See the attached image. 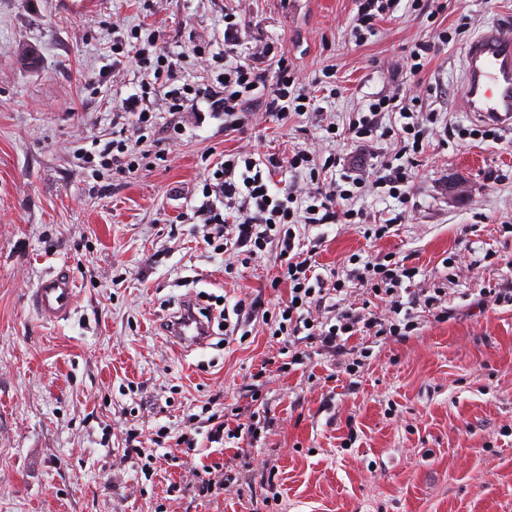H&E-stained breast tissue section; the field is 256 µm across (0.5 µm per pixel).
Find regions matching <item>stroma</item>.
Masks as SVG:
<instances>
[{"mask_svg":"<svg viewBox=\"0 0 512 512\" xmlns=\"http://www.w3.org/2000/svg\"><path fill=\"white\" fill-rule=\"evenodd\" d=\"M400 0L362 45L348 39L356 0H97L91 13L59 0H0V512H269L267 477L280 512H512V308L478 305L473 289L512 282V133L483 140L429 136L414 168L411 205L377 189L348 200L369 219L392 222L388 237L361 224L298 225L302 243L319 242L321 274L349 269L351 255L386 253L417 270L428 287L451 260L446 322L414 315L406 336H357L342 354L308 349L286 365L287 337L261 318L244 339L180 350L158 329L177 299L193 293L248 297L271 307L287 287L271 288L276 245L249 266L203 240L192 216L211 158L244 151L261 159L293 150L317 161L330 182L348 174L373 180L400 148L334 137L325 121L349 113L402 83L440 123L474 128L456 109L461 59L487 24L512 23V0H449L438 19ZM249 21L251 39L284 52L315 92L317 112L268 116L263 100L247 126L225 133L208 110L162 114L182 136L167 160L136 172L93 170L78 150L100 151L113 134L133 135L119 100L142 91L144 65L117 59L113 45L147 46L166 32L176 85L216 80L222 65L199 64L195 45L224 50V11ZM449 30L420 74L405 60L418 40ZM459 192H449V185ZM496 252L494 260L485 255ZM74 277L77 304L61 320L38 315L29 294L50 268ZM234 275H226V268ZM276 360L266 378L253 374ZM254 413L230 427L258 429L257 443H223L233 458L223 491L198 497L169 492L191 480L199 457L157 459L146 480L123 461L124 433L136 426L195 433L205 446V404L250 401Z\"/></svg>","mask_w":512,"mask_h":512,"instance_id":"stroma-1","label":"stroma"}]
</instances>
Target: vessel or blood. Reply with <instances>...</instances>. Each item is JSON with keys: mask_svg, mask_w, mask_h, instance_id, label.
Masks as SVG:
<instances>
[{"mask_svg": "<svg viewBox=\"0 0 512 512\" xmlns=\"http://www.w3.org/2000/svg\"><path fill=\"white\" fill-rule=\"evenodd\" d=\"M461 71L458 111L470 113L477 123L512 133V23H491L470 40ZM32 297L41 316L65 317L76 305L75 282L66 269L52 270ZM167 323L166 336L188 350L205 347L212 334L192 297L181 302Z\"/></svg>", "mask_w": 512, "mask_h": 512, "instance_id": "vessel-or-blood-1", "label": "vessel or blood"}]
</instances>
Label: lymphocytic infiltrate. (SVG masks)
Wrapping results in <instances>:
<instances>
[{
    "label": "lymphocytic infiltrate",
    "instance_id": "lymphocytic-infiltrate-1",
    "mask_svg": "<svg viewBox=\"0 0 512 512\" xmlns=\"http://www.w3.org/2000/svg\"><path fill=\"white\" fill-rule=\"evenodd\" d=\"M400 0H358V10L349 37L355 43L366 42L377 23L390 16ZM158 54L152 66L155 85L164 88L159 100H151L149 93L130 96L119 106L131 119L139 132L155 129L159 112L172 115L186 111L190 101L207 103L211 112L223 113L228 130L235 131L243 125L247 105L255 98L258 89H265L267 112L278 120H286L293 113L309 112L313 104L309 96L297 92L299 78L289 67L286 57H275L272 44L256 41L248 59L224 67V75L212 85H200L188 91L170 88L175 64L167 48L163 33L152 37ZM399 113L403 120L400 138L404 143L399 149L404 160L395 165L385 163L373 185L387 189L389 196L408 203L412 199L411 170L415 156L431 131L433 113L413 111L402 104L398 93L374 99L367 111L354 112L347 131L352 140L366 142L375 137L385 113ZM316 159L309 150L294 151L287 158L268 157L259 161L245 152L228 154L218 162L211 180L203 186L204 200L197 210L208 231L204 236L207 245L224 250L238 251L243 264H250L258 251L263 250L281 225L330 224L340 221L354 223L357 212L340 209V202L349 200L354 190L363 188L362 179L351 181L350 188L338 183L301 189L289 184L279 193H271L267 176L275 175L281 166L293 169L311 168ZM307 198L306 207H298L300 198ZM316 248L299 252L293 238H283L280 244V271L275 284H287L288 297L270 309L265 323L287 336H305L308 344L329 354L343 351L354 336H396L402 326L410 325L403 309H423L435 321L453 318L455 311L448 305L447 288L435 285L414 291L410 301L402 299L404 281L414 279L416 271L393 255H385L365 262L363 267L352 269L349 278L365 284L374 296L391 305L389 317L381 318L362 307L338 309L333 320H325V302L330 293L346 290L347 278L331 275L330 279L314 278Z\"/></svg>",
    "mask_w": 512,
    "mask_h": 512
}]
</instances>
